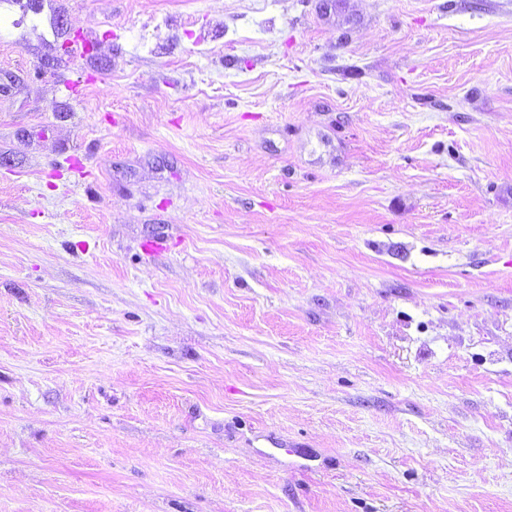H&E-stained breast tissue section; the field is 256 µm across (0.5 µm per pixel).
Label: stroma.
Returning a JSON list of instances; mask_svg holds the SVG:
<instances>
[{
  "mask_svg": "<svg viewBox=\"0 0 512 512\" xmlns=\"http://www.w3.org/2000/svg\"><path fill=\"white\" fill-rule=\"evenodd\" d=\"M7 14L0 512H512V0Z\"/></svg>",
  "mask_w": 512,
  "mask_h": 512,
  "instance_id": "35a3bbf8",
  "label": "stroma"
}]
</instances>
